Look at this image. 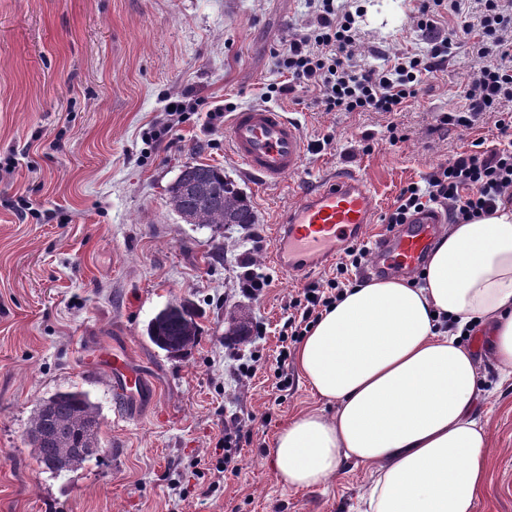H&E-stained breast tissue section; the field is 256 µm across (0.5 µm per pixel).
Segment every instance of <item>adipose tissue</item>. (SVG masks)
I'll list each match as a JSON object with an SVG mask.
<instances>
[{"label": "adipose tissue", "instance_id": "ef3b65f1", "mask_svg": "<svg viewBox=\"0 0 512 512\" xmlns=\"http://www.w3.org/2000/svg\"><path fill=\"white\" fill-rule=\"evenodd\" d=\"M480 327L512 376V206L449 225L414 281L392 275L346 289L304 336L297 367L333 413L305 410L274 448L290 488L368 468L367 512H475L487 479L481 379L460 336Z\"/></svg>", "mask_w": 512, "mask_h": 512}]
</instances>
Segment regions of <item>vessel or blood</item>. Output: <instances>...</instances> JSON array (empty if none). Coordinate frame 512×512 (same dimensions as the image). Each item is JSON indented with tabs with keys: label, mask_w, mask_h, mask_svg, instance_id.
<instances>
[{
	"label": "vessel or blood",
	"mask_w": 512,
	"mask_h": 512,
	"mask_svg": "<svg viewBox=\"0 0 512 512\" xmlns=\"http://www.w3.org/2000/svg\"><path fill=\"white\" fill-rule=\"evenodd\" d=\"M225 139L249 173L268 181L297 171L305 158L301 129L271 107L236 112ZM377 210L375 191L366 178L351 172L337 174L300 192L278 226L275 259L293 275L313 270L354 241L361 229L373 223ZM442 221L440 212L430 210L382 235L373 247L370 273L415 272ZM105 363L121 393L141 391L142 378L126 359L115 355Z\"/></svg>",
	"instance_id": "vessel-or-blood-1"
}]
</instances>
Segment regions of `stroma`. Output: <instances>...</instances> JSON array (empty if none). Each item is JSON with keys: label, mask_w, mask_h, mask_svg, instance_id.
Returning a JSON list of instances; mask_svg holds the SVG:
<instances>
[{"label": "stroma", "mask_w": 512, "mask_h": 512, "mask_svg": "<svg viewBox=\"0 0 512 512\" xmlns=\"http://www.w3.org/2000/svg\"><path fill=\"white\" fill-rule=\"evenodd\" d=\"M419 0H361L357 51L375 67L402 50L426 51ZM310 18L308 0H0V512H363L370 482L352 464L325 484L294 490L272 449L288 420L321 406L294 361L292 296L335 277V264L302 276L273 262L275 227L299 193L336 173L364 176L380 199L362 244L388 229L402 187L469 151L495 147L493 123L463 131L440 113L463 104L459 84L476 65L466 46L402 111L326 112L310 89L273 99L307 141L300 168L265 182L226 142L213 109L262 104L279 75L274 49ZM191 91L200 104L159 141L165 107ZM407 135L389 146L386 127ZM223 168L249 198L255 223L215 233L167 204L187 163ZM269 279L244 296L245 271ZM192 303L201 334L172 357L147 336L169 302ZM247 313L251 338L226 336ZM476 412L489 434L488 478L475 512H512V378L480 336ZM123 351L147 393H118L99 353ZM290 383L277 389L278 372ZM87 392L100 418L97 455L72 471L40 467L26 432L56 392ZM246 427L239 464L213 488L226 426Z\"/></svg>", "instance_id": "1"}]
</instances>
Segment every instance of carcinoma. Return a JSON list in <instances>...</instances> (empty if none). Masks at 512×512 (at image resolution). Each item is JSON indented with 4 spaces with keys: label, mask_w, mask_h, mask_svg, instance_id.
Masks as SVG:
<instances>
[{
    "label": "carcinoma",
    "mask_w": 512,
    "mask_h": 512,
    "mask_svg": "<svg viewBox=\"0 0 512 512\" xmlns=\"http://www.w3.org/2000/svg\"><path fill=\"white\" fill-rule=\"evenodd\" d=\"M168 204L183 221L203 226L254 224L255 213L247 199L224 176V170L204 163L187 164L168 189ZM148 336L159 348L178 354L193 346L199 329L191 309L174 304L159 311L148 326ZM89 423L99 424L96 405L88 393L57 392L45 401L31 420L28 437L39 465L53 473L70 471L84 462L81 448Z\"/></svg>",
    "instance_id": "obj_1"
}]
</instances>
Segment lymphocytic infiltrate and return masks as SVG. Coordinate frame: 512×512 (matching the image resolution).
Segmentation results:
<instances>
[{
  "mask_svg": "<svg viewBox=\"0 0 512 512\" xmlns=\"http://www.w3.org/2000/svg\"><path fill=\"white\" fill-rule=\"evenodd\" d=\"M310 6L306 27L274 53L283 76L269 87L275 97L310 88L328 112H399L419 95L424 76L447 68L455 45H468L477 62L462 82L465 105L441 113L439 123L470 130L492 119L501 137L498 147L488 150L475 140L472 151L439 166L425 185L403 188L388 223H406L413 213L438 204L450 223L463 224L512 204V110L503 108L512 101V0H420L416 24L429 34V47L394 53L386 70L357 60L358 29L349 4L311 0ZM447 12L456 23L445 28L441 19ZM344 290L335 277L303 288L291 301L298 312L288 321L292 340L305 336Z\"/></svg>",
  "mask_w": 512,
  "mask_h": 512,
  "instance_id": "1",
  "label": "lymphocytic infiltrate"
}]
</instances>
